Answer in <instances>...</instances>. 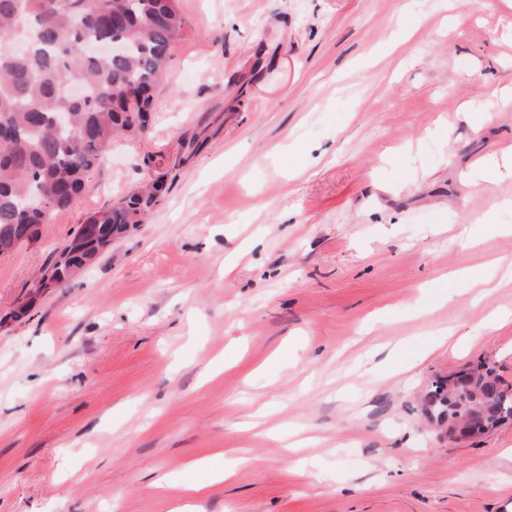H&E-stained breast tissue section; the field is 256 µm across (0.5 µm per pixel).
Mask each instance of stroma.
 Returning a JSON list of instances; mask_svg holds the SVG:
<instances>
[{"mask_svg":"<svg viewBox=\"0 0 512 512\" xmlns=\"http://www.w3.org/2000/svg\"><path fill=\"white\" fill-rule=\"evenodd\" d=\"M179 6L147 135L0 256V512H512V422L452 442L424 410L480 363L512 387V322H485L512 312V174L477 170L512 157V0ZM160 173L161 205L19 315ZM219 450L232 478L192 469Z\"/></svg>","mask_w":512,"mask_h":512,"instance_id":"obj_1","label":"stroma"}]
</instances>
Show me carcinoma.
<instances>
[{"instance_id":"1","label":"carcinoma","mask_w":512,"mask_h":512,"mask_svg":"<svg viewBox=\"0 0 512 512\" xmlns=\"http://www.w3.org/2000/svg\"><path fill=\"white\" fill-rule=\"evenodd\" d=\"M178 0H0V244L15 226L41 227L86 188L112 140L142 135L154 108L152 90L181 35ZM118 42L120 55L86 46ZM164 177L133 190L85 223L100 235L63 247L50 265L62 284L161 201ZM489 376L426 395L437 419L474 417L494 429L512 398H488Z\"/></svg>"}]
</instances>
